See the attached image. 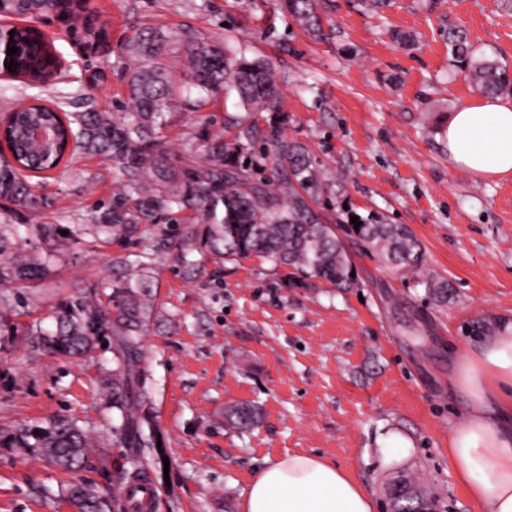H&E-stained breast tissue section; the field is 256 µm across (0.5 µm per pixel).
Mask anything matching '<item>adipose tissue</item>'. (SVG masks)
I'll return each mask as SVG.
<instances>
[{
  "mask_svg": "<svg viewBox=\"0 0 512 512\" xmlns=\"http://www.w3.org/2000/svg\"><path fill=\"white\" fill-rule=\"evenodd\" d=\"M448 157L488 179L512 177V99L485 96L448 118ZM456 383L468 407L455 427L448 460L483 512H512V322L499 321L477 353L462 362ZM363 485L311 454L285 456L257 470L243 512H373Z\"/></svg>",
  "mask_w": 512,
  "mask_h": 512,
  "instance_id": "ef3b65f1",
  "label": "adipose tissue"
}]
</instances>
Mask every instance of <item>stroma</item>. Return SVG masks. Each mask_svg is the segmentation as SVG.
I'll return each mask as SVG.
<instances>
[{
	"instance_id": "35a3bbf8",
	"label": "stroma",
	"mask_w": 512,
	"mask_h": 512,
	"mask_svg": "<svg viewBox=\"0 0 512 512\" xmlns=\"http://www.w3.org/2000/svg\"><path fill=\"white\" fill-rule=\"evenodd\" d=\"M105 23L97 53L59 22H39L54 43L60 77L50 97L127 111L123 39L143 24L194 28L243 42L272 61L288 114L287 135L307 143L342 201L379 212L419 240L421 270L403 274L368 249L354 253L357 287H281L269 262L183 253L177 227L74 245L32 288L0 286V426L69 418L93 450L66 473L17 448H0V512H76L61 494L96 485L107 512H126L119 485L129 449L112 440L103 380L111 348L69 359L24 336L50 326L53 306L94 283L155 273V314L142 338V385L160 448L141 449L157 491L154 512H241L255 471L289 454H318L362 483L386 512L387 488L420 476L440 512H482L448 462V441L467 400L452 377L477 350L485 321L512 319V178L482 179L448 158V115L477 92L454 66L443 32L467 30L476 55L512 74V0H329L325 39L312 41L276 0H89ZM218 95L197 112L176 110L165 134L173 150H197L201 126L224 127L239 111ZM40 205L0 200V224H85L117 188L110 161L78 154L67 174L31 176ZM446 278L440 303L425 288ZM230 404L257 407L258 426L224 420ZM405 443L404 454L389 451Z\"/></svg>"
}]
</instances>
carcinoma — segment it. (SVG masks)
Returning a JSON list of instances; mask_svg holds the SVG:
<instances>
[{"label":"carcinoma","instance_id":"cac0c4a2","mask_svg":"<svg viewBox=\"0 0 512 512\" xmlns=\"http://www.w3.org/2000/svg\"><path fill=\"white\" fill-rule=\"evenodd\" d=\"M280 8L300 22L312 36L322 35L318 10L321 0H278ZM68 0H17L11 16L39 18L61 11ZM75 31L101 42L105 34L93 28L81 13L69 12ZM12 56L16 71L33 85H50L57 60L44 35L30 27H14ZM453 62L484 95L512 93V79L495 62L474 56L468 34L457 27L445 31ZM179 50L185 60V78L178 82L167 56ZM134 68L125 72L129 112L87 110L66 112L44 105V98L11 115L7 149L0 148V198L21 207L36 204L25 171L50 164L68 166L69 154L102 155L115 164L120 189L108 205L95 210L90 224H26L3 229L0 224V286L25 288L42 279L56 252L90 235L103 243L131 240L174 211L191 210L197 219L186 224L181 239L194 250L226 260L252 255L269 260L273 270H284L285 288H304L316 278L337 288L357 284L348 243L374 251L398 271H416L423 265L421 246L403 224L385 217L366 218L341 205L334 213L317 210L320 197L333 183L308 147L284 134L288 115L280 110L274 67L261 57L249 58L235 37L216 43L194 30L165 32L144 26L124 43ZM224 90L239 96L243 114L224 117V131L199 133L202 155L173 153L163 131L180 104L201 109ZM35 123L56 127L58 149L43 157L32 139ZM9 155H4V152ZM272 175L265 176L266 170ZM358 217L354 228L350 217ZM68 235L63 236L60 231ZM37 236L47 247L45 256L28 252L24 235ZM153 280L150 266L138 265L136 274L102 288L58 301L52 311L54 329L29 327L34 342L66 356H85L112 337V374L108 379L109 407L120 422L112 424V439L132 448L129 468L122 475L130 512H148L152 502L132 501L130 487L147 479L139 449L155 448L153 433L144 427L142 413L147 394L140 386L138 364L141 341L153 316ZM225 417L241 428L257 421L251 406H235ZM0 448H27L49 464L67 471L84 465L91 445L84 431L65 418L11 431L0 429ZM67 496L78 512H106L107 501L86 484H73Z\"/></svg>","mask_w":512,"mask_h":512}]
</instances>
